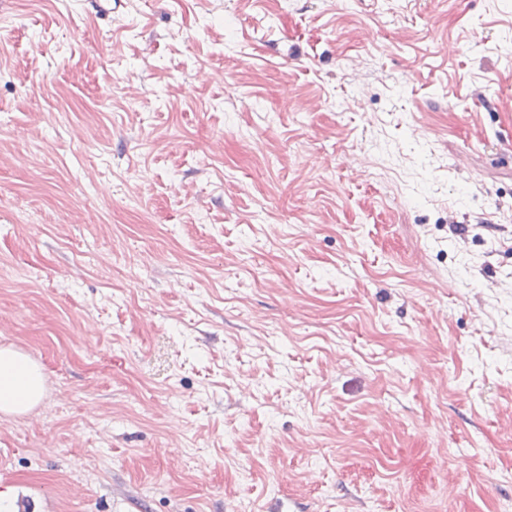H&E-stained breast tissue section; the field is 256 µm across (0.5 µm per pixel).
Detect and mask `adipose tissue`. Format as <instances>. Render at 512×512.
<instances>
[{
    "label": "adipose tissue",
    "mask_w": 512,
    "mask_h": 512,
    "mask_svg": "<svg viewBox=\"0 0 512 512\" xmlns=\"http://www.w3.org/2000/svg\"><path fill=\"white\" fill-rule=\"evenodd\" d=\"M44 397V379L40 367L9 349H0V413L25 415Z\"/></svg>",
    "instance_id": "1"
}]
</instances>
